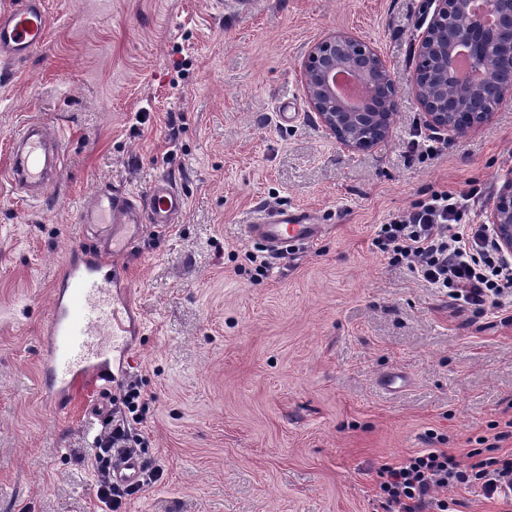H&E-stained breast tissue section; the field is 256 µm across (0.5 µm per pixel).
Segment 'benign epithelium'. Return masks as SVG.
I'll return each instance as SVG.
<instances>
[{
    "label": "benign epithelium",
    "instance_id": "1",
    "mask_svg": "<svg viewBox=\"0 0 512 512\" xmlns=\"http://www.w3.org/2000/svg\"><path fill=\"white\" fill-rule=\"evenodd\" d=\"M471 0H432L434 10L417 44L419 65L408 79L414 94L436 132L459 138L485 123L492 112H472L483 98L500 106L512 101V75L503 78L485 70L476 82L459 84L453 77L456 47L470 45L474 59L482 57L497 38L496 29H482L470 9ZM484 8L498 19L497 29L512 31V0H484ZM337 68L357 71L370 85L363 103L340 99L330 84ZM306 101L322 126L348 150H364L384 142L398 110L400 89L390 67L371 43L347 31H334L313 44L302 69ZM502 252L512 257V178L504 182L487 216Z\"/></svg>",
    "mask_w": 512,
    "mask_h": 512
}]
</instances>
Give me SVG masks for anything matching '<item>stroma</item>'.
I'll use <instances>...</instances> for the list:
<instances>
[{"mask_svg": "<svg viewBox=\"0 0 512 512\" xmlns=\"http://www.w3.org/2000/svg\"><path fill=\"white\" fill-rule=\"evenodd\" d=\"M424 0H45L47 45L0 66V166L17 129L64 144L44 198L0 176V512H96L81 402L44 396L40 330L82 206L99 183L187 201L126 260L145 321L119 394L147 396L161 483L126 512H373L376 468L434 445L465 454L512 404V322L450 305L375 245L382 224L439 189L480 180L484 223L512 177V102L429 158L407 80ZM336 30L370 42L402 86L390 135L342 148L310 112L309 48ZM298 117L280 124L279 103ZM307 211L325 234L274 259L246 237L259 207ZM404 384L384 387L383 374Z\"/></svg>", "mask_w": 512, "mask_h": 512, "instance_id": "1", "label": "stroma"}]
</instances>
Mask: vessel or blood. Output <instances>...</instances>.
Returning a JSON list of instances; mask_svg holds the SVG:
<instances>
[{
    "instance_id": "vessel-or-blood-1",
    "label": "vessel or blood",
    "mask_w": 512,
    "mask_h": 512,
    "mask_svg": "<svg viewBox=\"0 0 512 512\" xmlns=\"http://www.w3.org/2000/svg\"><path fill=\"white\" fill-rule=\"evenodd\" d=\"M48 36L44 0H16L0 12V61H26L45 46ZM10 154L12 187L35 200L44 197L61 166L59 134L43 123H26L15 133ZM185 204L175 184L162 179L145 197L118 194L110 183H100L83 207L80 221L93 225L94 236L69 252L53 285L43 330L44 390L56 408L83 399L91 426L107 411L112 383L108 358L125 356L144 328L117 259L129 251L144 225L167 229ZM246 233L249 240L283 254L317 239L320 227L304 214L276 208L261 210Z\"/></svg>"
}]
</instances>
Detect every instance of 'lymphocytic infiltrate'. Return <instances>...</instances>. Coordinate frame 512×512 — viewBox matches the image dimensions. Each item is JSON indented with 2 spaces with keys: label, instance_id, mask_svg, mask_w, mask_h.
Listing matches in <instances>:
<instances>
[{
  "label": "lymphocytic infiltrate",
  "instance_id": "1",
  "mask_svg": "<svg viewBox=\"0 0 512 512\" xmlns=\"http://www.w3.org/2000/svg\"><path fill=\"white\" fill-rule=\"evenodd\" d=\"M478 185L460 192L435 191L403 215L382 225L377 247L412 275L445 291L453 304L476 313L512 309V263L500 254L488 225L471 223L470 202ZM146 398L135 386L112 400V415L96 448L89 453L98 502L105 512H123L127 501L157 484L161 465L149 463L138 482L112 477L115 462L136 455L148 439L141 429ZM493 438L476 437L475 448L458 455L448 448H427L382 464L374 484L375 512H458L456 490L477 491L485 499L512 508V416L494 421Z\"/></svg>",
  "mask_w": 512,
  "mask_h": 512
}]
</instances>
